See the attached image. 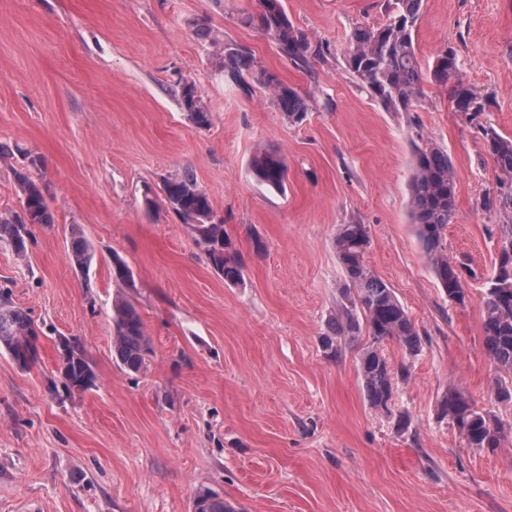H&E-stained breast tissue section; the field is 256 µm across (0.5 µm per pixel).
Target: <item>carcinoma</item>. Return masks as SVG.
<instances>
[{
	"instance_id": "obj_1",
	"label": "carcinoma",
	"mask_w": 512,
	"mask_h": 512,
	"mask_svg": "<svg viewBox=\"0 0 512 512\" xmlns=\"http://www.w3.org/2000/svg\"><path fill=\"white\" fill-rule=\"evenodd\" d=\"M257 26L271 36L279 53L298 67L309 64L318 53L302 29L295 26L285 12L281 0H259ZM423 0H388L387 21L378 27H358L349 38L348 70L362 86L390 112H411L424 95L421 64L415 50L416 30ZM224 79L244 84V72L254 60L249 51L232 44L223 48ZM459 64L451 49L440 50L434 60L436 82L450 85L455 109L475 119L483 111L486 98L477 87L458 78ZM260 81L274 87L279 105L289 123L301 124L307 116L306 98L294 88L282 83L266 70ZM180 105L198 127L210 125L201 94L194 85L182 87ZM486 150L492 159L500 185L512 184V139L493 128H482ZM414 143V164L410 178L411 214L413 224L432 270L448 298L464 303L461 283L462 270L468 268L466 256L448 255L443 241L448 224L456 214V181L448 153L433 139L417 133ZM43 167L42 158L29 154L26 164L13 168L20 191L21 211L0 214V242L7 243L15 255L27 257L28 244L33 238L32 227H49L54 216L35 179ZM251 170L261 183L281 190L285 186L287 165L273 152H258L251 159ZM163 203L188 225L194 241L208 264L224 281L239 285L244 282V266L224 221L216 219L207 193L200 188L194 175L186 172L167 178L161 186ZM336 255L347 279V299L320 342L334 354L342 346L367 332L373 345L359 358V372L370 405L390 411L396 380L405 381L409 368L393 370L378 350L377 344L387 340L397 342L414 356L420 339L404 307L387 284L366 264L370 246L369 232L364 224H341L334 240ZM70 264L78 271H87L95 260V252L77 226L71 228ZM112 277L134 286L131 268L120 258H112ZM485 349L505 378L496 381L499 402L512 405V253L503 251L493 275L488 279L483 297ZM112 350L121 366L130 373L147 368L150 342L145 336L138 311L123 301L114 307ZM43 330L30 313L16 305L11 294L0 290V350L14 364L27 370L38 360L39 342ZM57 353L58 379L69 394L85 392L95 386L96 375L76 336H59L54 340ZM442 418L450 421L471 448L493 450L507 436L504 425L486 411L476 409L460 392H450L440 403ZM199 512H236L224 499L203 494L198 497Z\"/></svg>"
}]
</instances>
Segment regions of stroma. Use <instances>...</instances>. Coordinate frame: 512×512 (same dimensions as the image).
<instances>
[{"instance_id":"1","label":"stroma","mask_w":512,"mask_h":512,"mask_svg":"<svg viewBox=\"0 0 512 512\" xmlns=\"http://www.w3.org/2000/svg\"><path fill=\"white\" fill-rule=\"evenodd\" d=\"M387 0H282L314 47L308 68L281 56L250 16L258 0H0V213L19 210L13 175L24 153L55 222L35 228L26 259L0 244V289L44 334L30 370L0 352V512H192L214 492L238 512H512V436L466 445L439 415L450 391L512 424L492 391L483 296L498 260L486 208L499 194L481 129L512 137V0H423L415 31L425 96L389 112L346 68L355 28L387 19ZM246 48L245 86L198 24ZM452 48L458 76L490 95L478 119L456 112L432 76ZM304 93L289 124L260 70ZM194 82L211 124L180 106ZM417 122L453 165L457 212L445 247L467 255L464 303L450 301L412 222ZM260 150L288 166L283 190L252 175ZM191 172L231 234L245 282H224L186 224L159 204L165 178ZM366 225V263L420 334L416 356L384 342L397 381L392 414L368 403L360 336L340 355L320 338L345 303L339 225ZM96 251L88 274L68 261L71 226ZM263 250H255V242ZM121 258L133 287L112 277ZM138 310L151 352L132 374L112 352L113 305ZM79 337L95 386L51 392L54 339Z\"/></svg>"}]
</instances>
